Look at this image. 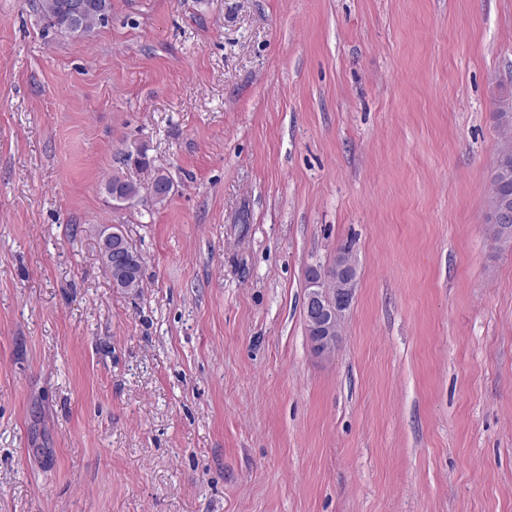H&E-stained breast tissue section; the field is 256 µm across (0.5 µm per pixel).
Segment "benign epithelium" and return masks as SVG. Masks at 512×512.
I'll return each mask as SVG.
<instances>
[{"instance_id": "benign-epithelium-1", "label": "benign epithelium", "mask_w": 512, "mask_h": 512, "mask_svg": "<svg viewBox=\"0 0 512 512\" xmlns=\"http://www.w3.org/2000/svg\"><path fill=\"white\" fill-rule=\"evenodd\" d=\"M102 267L112 283L126 286L135 257L129 251L125 234L104 228L97 238ZM355 267L342 262L333 271L317 269L314 279L307 282L305 316L315 332L312 349L317 355H326L336 343L337 327L341 312L352 300L355 290Z\"/></svg>"}]
</instances>
